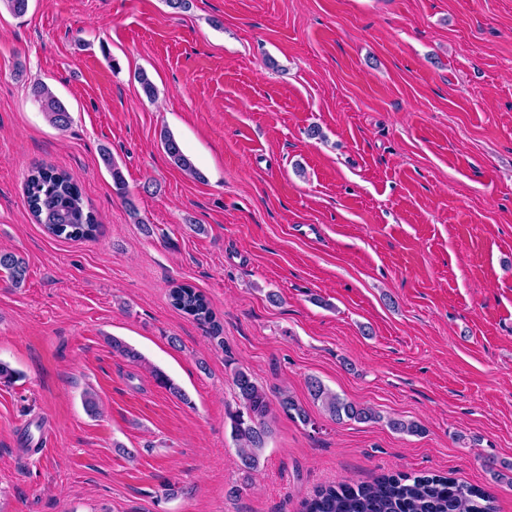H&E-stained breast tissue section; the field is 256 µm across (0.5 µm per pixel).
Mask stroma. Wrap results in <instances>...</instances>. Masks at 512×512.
<instances>
[{"label":"stroma","mask_w":512,"mask_h":512,"mask_svg":"<svg viewBox=\"0 0 512 512\" xmlns=\"http://www.w3.org/2000/svg\"><path fill=\"white\" fill-rule=\"evenodd\" d=\"M40 163L81 183L96 239L35 223L23 184ZM0 250L27 263L20 287L0 274V360L21 374L0 385V512H299L318 487L398 472L481 486L512 512L492 470L512 463V0L1 9ZM179 283L207 296L223 346L171 306ZM238 369L314 421L275 412L248 479ZM311 377L381 421L332 420ZM32 94L35 102L53 126L60 130H66L70 126V113L49 86L44 83H37L32 88ZM161 141L166 153L178 168L195 178H200V173L192 161L183 153L179 143L170 132L164 131L161 133Z\"/></svg>","instance_id":"obj_1"}]
</instances>
